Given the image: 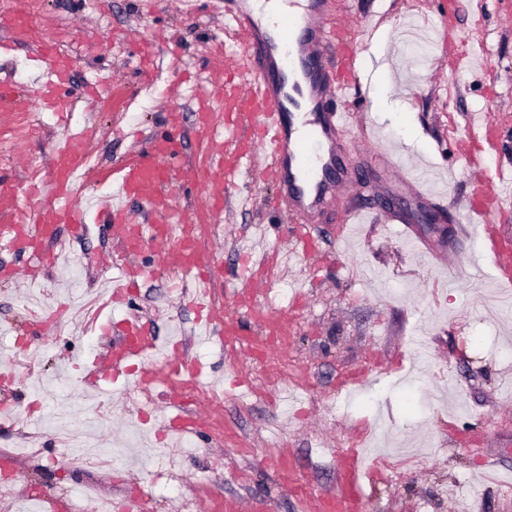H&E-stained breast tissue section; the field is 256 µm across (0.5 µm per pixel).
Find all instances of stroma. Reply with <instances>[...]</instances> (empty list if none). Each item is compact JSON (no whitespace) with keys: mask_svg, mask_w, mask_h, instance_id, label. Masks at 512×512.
<instances>
[{"mask_svg":"<svg viewBox=\"0 0 512 512\" xmlns=\"http://www.w3.org/2000/svg\"><path fill=\"white\" fill-rule=\"evenodd\" d=\"M336 41L360 49L359 94L351 139L375 151L393 148L431 170L428 201L397 184L380 196L365 192L375 171L351 154L347 199L400 208L405 223L378 222L336 235L344 217L311 228L319 255L292 253L269 274L263 311L288 325L278 349L257 357L265 341L257 314L241 318L252 351L226 354L223 337L194 331L191 291L169 288L162 275L138 289L133 305L145 330L179 339L201 363V385L224 378L215 421L219 439H188L179 451L155 453L168 410L161 388L143 417L127 413L133 385L115 382L91 396L77 391L62 356L83 362L103 351L108 336L76 332L101 300L94 259L105 256L119 276L112 242L98 225L73 236L62 228L65 258L39 286L0 278V349L16 337L41 334L28 310L58 312L61 334L43 336L37 373L27 359L13 366L20 380L0 390L19 408L14 427L0 432V453L41 441L0 472V512L15 487L37 484L66 497L96 489L121 497L130 484L144 492L145 512H184L185 502L220 495L224 512H512V302L485 303L494 266L481 240L462 233L460 209L478 179H512V0H331ZM30 16L73 60L66 93L75 108L66 121L31 102L0 110V182L23 186L22 159L47 165L65 127L87 130L89 162L99 182L128 159L130 142L167 131L168 113L191 115L219 71L238 70L247 38L228 32L224 0H38ZM373 33L360 39L356 24ZM137 33L154 44L145 68ZM96 87L112 107L86 111L83 94ZM252 192L224 218L220 301L232 307L240 275L259 249L277 250L288 230L285 213L267 210L273 186L241 170ZM424 237L429 251L405 241ZM453 253L458 277L446 278L439 254ZM428 350L418 355L415 337ZM103 440L106 456L87 465L85 444Z\"/></svg>","mask_w":512,"mask_h":512,"instance_id":"obj_1","label":"stroma"}]
</instances>
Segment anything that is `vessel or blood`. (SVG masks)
Returning a JSON list of instances; mask_svg holds the SVG:
<instances>
[{
    "mask_svg": "<svg viewBox=\"0 0 512 512\" xmlns=\"http://www.w3.org/2000/svg\"><path fill=\"white\" fill-rule=\"evenodd\" d=\"M241 2L224 0V13L250 36L243 72L229 80H217L213 104L194 114V127L208 131L215 111L224 113V139L213 147L206 176H199L185 161V125L173 114L168 119L171 134L149 141L137 150L135 162L118 165L114 171L119 200H102L88 209L70 196L73 182L89 173L81 147L86 134L68 133L56 142L52 168L43 175L46 191L21 196L10 189L0 190V217L5 220L0 239L25 245L38 258L37 264L22 271L28 277L37 278L56 263L50 241L59 225L79 232L96 222L127 258L119 280L109 290L113 307L127 306L140 280L158 267L198 279L195 303L206 332L240 335L238 318L225 314L212 296L214 281L224 271L223 254L204 243L199 225L177 212L176 195L203 186L212 223H223L228 203L251 199L247 186L239 181L242 167L247 166L260 181L277 186L276 206L288 213L291 223H312L322 208L340 201V190L350 181L340 135L351 113L339 102L356 96L358 86L356 77L340 79L334 73L338 49L329 37V18L322 0H288L287 14L267 27L243 10ZM0 28L20 42L28 33V22L17 12L0 7ZM35 59L42 70L37 86L40 99L55 111H67L71 102L61 89L69 76L68 57L58 51L55 42L45 41L37 47ZM369 163L382 176L397 178L404 186L420 190L425 185V172L416 170L402 176L390 153L370 157ZM20 197L31 221L9 223ZM499 201V196L479 182L466 210L484 243L485 256L499 272L498 282L511 285L512 265L496 244L491 224L489 206ZM160 350L157 336L146 332L138 319L126 317L112 345L92 362L82 385L98 390L130 374L143 385L164 380L168 383L164 392L167 406L181 407L186 393L169 379L186 375L189 364L176 353L165 359L161 368L144 367V360ZM210 418L207 412L177 417L170 427L179 436L198 435L208 429ZM25 496L45 504V512H72L70 502L45 490L29 488Z\"/></svg>",
    "mask_w": 512,
    "mask_h": 512,
    "instance_id": "b4317fda",
    "label": "vessel or blood"
}]
</instances>
